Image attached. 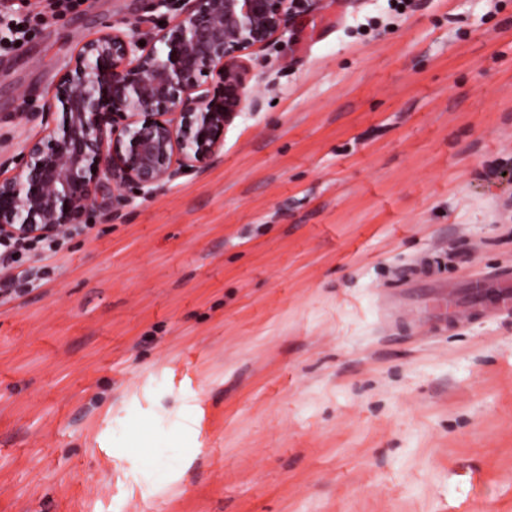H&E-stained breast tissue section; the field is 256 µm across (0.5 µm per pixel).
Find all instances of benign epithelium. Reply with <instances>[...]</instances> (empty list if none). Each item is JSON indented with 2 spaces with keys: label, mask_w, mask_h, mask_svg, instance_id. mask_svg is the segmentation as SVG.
Listing matches in <instances>:
<instances>
[{
  "label": "benign epithelium",
  "mask_w": 512,
  "mask_h": 512,
  "mask_svg": "<svg viewBox=\"0 0 512 512\" xmlns=\"http://www.w3.org/2000/svg\"><path fill=\"white\" fill-rule=\"evenodd\" d=\"M176 18L85 41L0 172V240L52 234L147 200L217 163L249 93L241 55L287 28L295 0H149ZM164 46L158 51L155 43Z\"/></svg>",
  "instance_id": "obj_1"
}]
</instances>
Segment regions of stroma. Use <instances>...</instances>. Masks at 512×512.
Listing matches in <instances>:
<instances>
[{"label":"stroma","mask_w":512,"mask_h":512,"mask_svg":"<svg viewBox=\"0 0 512 512\" xmlns=\"http://www.w3.org/2000/svg\"><path fill=\"white\" fill-rule=\"evenodd\" d=\"M85 0L0 50V169ZM223 158L35 247L0 296V512H512V0H306ZM496 306L500 310L512 309V274L501 272L494 279Z\"/></svg>","instance_id":"obj_1"}]
</instances>
